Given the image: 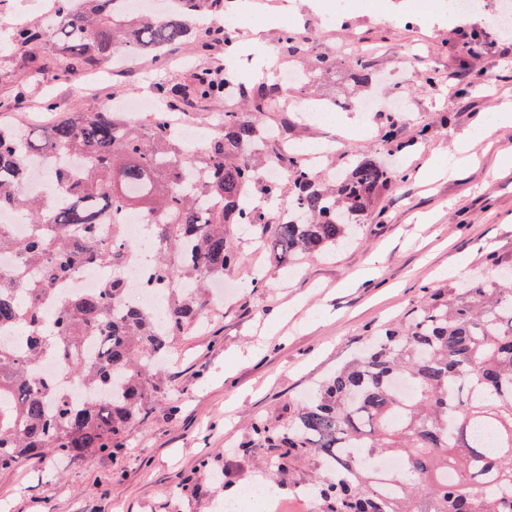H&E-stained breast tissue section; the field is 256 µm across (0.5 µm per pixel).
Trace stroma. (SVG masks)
Returning <instances> with one entry per match:
<instances>
[{"label": "stroma", "instance_id": "1", "mask_svg": "<svg viewBox=\"0 0 512 512\" xmlns=\"http://www.w3.org/2000/svg\"><path fill=\"white\" fill-rule=\"evenodd\" d=\"M292 8L300 31L333 58L308 91L345 106L352 130L302 123L278 112L271 125L298 145L324 147L323 168L367 156L399 163L405 179L384 193L357 240L328 256L285 267L273 264L259 232L232 229L239 262L224 273V300L186 338L168 367L170 398L134 427L119 457L69 460L54 455L0 472V505L8 512H224L225 491L275 484L259 460L237 451L252 423L296 406L322 378L349 361L370 333L400 319L425 286L445 287L488 273L490 256H512V125L473 140L470 159L455 165L456 140L484 115L512 111V54L486 31L476 55L459 48L466 24L448 21V0H353L345 23L326 26L330 0H275ZM0 25V102L7 116L31 123L45 102L58 112H98L113 100L150 96L167 79L191 81L207 70L246 76L249 56L204 57L170 50L166 64L132 63L122 79L106 67L79 71L74 83L54 74L64 62L50 41L12 45ZM363 53L370 73L410 66L403 87L411 110L400 118L407 147L395 153L382 138L378 114L352 109L365 96L388 104L385 83L351 79L350 56ZM433 74L434 83L423 80ZM429 127L420 139L421 127Z\"/></svg>", "mask_w": 512, "mask_h": 512}]
</instances>
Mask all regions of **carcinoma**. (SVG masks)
Returning <instances> with one entry per match:
<instances>
[{
	"label": "carcinoma",
	"mask_w": 512,
	"mask_h": 512,
	"mask_svg": "<svg viewBox=\"0 0 512 512\" xmlns=\"http://www.w3.org/2000/svg\"><path fill=\"white\" fill-rule=\"evenodd\" d=\"M114 2L56 0L51 38L66 60L57 79L68 80L74 64L93 68L122 49L155 59L188 44L204 54L220 38L225 53L236 51L231 36L200 35L196 27L203 12H224V0H176L163 19L121 17ZM44 35L21 27L11 40L27 45ZM284 46L292 56L310 51L296 30L284 35ZM236 81L226 72L165 82L157 87L163 107L150 120L72 112L43 134L0 121V208L18 209L32 225L28 238L17 239L0 224V253L35 270L0 271V327L31 331L24 351L0 344V471L49 453H123L130 429L168 395L165 358L203 324L210 283L238 261L230 227L261 230L284 266L350 241L381 194L405 178L397 167L360 157L320 182L264 136L265 114L284 110L275 83L242 92L253 118L224 111L205 148L190 150L170 137L168 110L183 100L193 107L221 100ZM52 149L84 161L56 172L69 194L63 205L21 190L32 158ZM265 162L288 169V184L261 180ZM256 191L298 208V218L276 221L268 210L243 207L242 198ZM126 213L150 225L158 284L167 292L163 321L128 299L133 284L121 267L137 251L126 241ZM92 265L112 267V278L97 293L60 305L53 332H39L57 282ZM90 337L97 339L92 358L84 347ZM48 355L87 389L84 401L35 373ZM240 448L281 478L316 459L302 491L318 512H512V267L466 286L424 289L419 306L303 403L276 421H255ZM370 458L395 468L381 474Z\"/></svg>",
	"instance_id": "obj_1"
}]
</instances>
